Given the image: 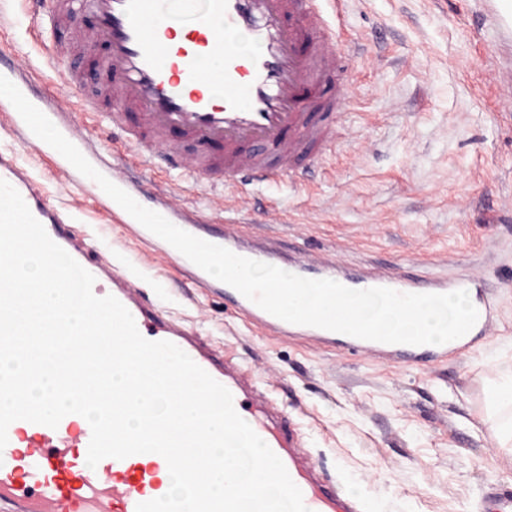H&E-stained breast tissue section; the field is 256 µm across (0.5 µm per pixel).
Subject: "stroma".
<instances>
[{
	"instance_id": "35a3bbf8",
	"label": "stroma",
	"mask_w": 512,
	"mask_h": 512,
	"mask_svg": "<svg viewBox=\"0 0 512 512\" xmlns=\"http://www.w3.org/2000/svg\"><path fill=\"white\" fill-rule=\"evenodd\" d=\"M28 0H0V58L43 71L48 36ZM358 44L334 153L302 184L246 186L253 230L288 255L344 265L391 264L418 277L474 272L499 316L490 336L430 366L383 364L304 340H275L152 253L103 206L98 184H70L56 156L13 135L0 113V149L15 153L44 198L71 215L94 254L128 266L169 316L243 362L291 415L322 469L364 512H472L485 483L512 488V446L489 425L488 401L512 377V90L491 82L512 67V42L485 0H347L341 19ZM176 193L205 230L220 231L222 185L180 171L143 179Z\"/></svg>"
}]
</instances>
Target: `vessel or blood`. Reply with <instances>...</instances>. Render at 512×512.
Returning <instances> with one entry per match:
<instances>
[{
	"label": "vessel or blood",
	"instance_id": "vessel-or-blood-1",
	"mask_svg": "<svg viewBox=\"0 0 512 512\" xmlns=\"http://www.w3.org/2000/svg\"><path fill=\"white\" fill-rule=\"evenodd\" d=\"M41 26L57 40L54 59L88 45L100 47L94 69L97 89L88 92L86 76L70 68L61 76L69 100L98 128L111 129L121 141L113 155L77 136L64 113L33 92L30 78L14 63L0 61L7 77L93 166L127 193L136 184L130 166L151 170L158 164L190 173L196 184L224 186V204L238 216L225 220L211 243L237 255L309 279H332L352 289L386 287L402 293L444 294L466 290L478 320L464 336L442 345L412 346L364 340L317 327L283 321L229 285L182 260L196 283L223 293L224 302L256 327L275 337L300 336L317 344L343 346L353 354H371L396 364L430 366L489 336L497 311L483 278L418 279L400 269L355 273L335 259H281L270 246L241 240L245 223L243 188L254 183L299 179L307 165L323 160L336 141L337 111L348 91L344 63L352 50H340L325 24L319 0H36ZM241 34L250 53L234 42ZM138 112L129 126L127 110ZM0 179L22 196L50 238L95 278L96 296L113 295L132 314L140 334L167 340L186 352L233 395L238 414L284 463L300 488L309 512H361L359 500L330 479L303 448L302 438L271 394L261 389L236 360L218 356L196 331L166 317L141 294L137 280L109 260L89 256L86 240L72 219L51 206L35 182L9 152L0 153ZM170 221L199 235L171 193L156 197ZM91 428L77 415L57 428L25 420L8 428L0 451V512H136L138 503L161 497L168 474L165 459L132 455L86 463ZM477 512H512V489L487 485Z\"/></svg>",
	"mask_w": 512,
	"mask_h": 512
}]
</instances>
